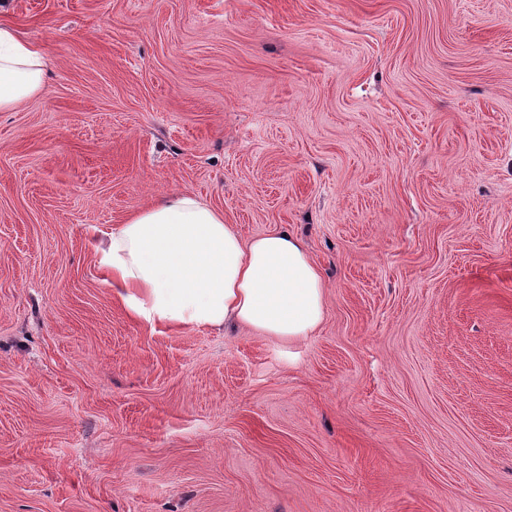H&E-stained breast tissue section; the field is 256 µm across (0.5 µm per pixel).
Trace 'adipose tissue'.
<instances>
[{"label":"adipose tissue","mask_w":512,"mask_h":512,"mask_svg":"<svg viewBox=\"0 0 512 512\" xmlns=\"http://www.w3.org/2000/svg\"><path fill=\"white\" fill-rule=\"evenodd\" d=\"M48 68L41 45L0 23V112L42 95ZM90 242L113 293L149 326L245 328L297 344L324 322L326 283L301 239L282 229L242 238L193 195L161 198Z\"/></svg>","instance_id":"1"}]
</instances>
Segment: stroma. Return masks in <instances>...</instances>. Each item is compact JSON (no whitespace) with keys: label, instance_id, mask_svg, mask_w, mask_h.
Returning a JSON list of instances; mask_svg holds the SVG:
<instances>
[{"label":"stroma","instance_id":"35a3bbf8","mask_svg":"<svg viewBox=\"0 0 512 512\" xmlns=\"http://www.w3.org/2000/svg\"><path fill=\"white\" fill-rule=\"evenodd\" d=\"M0 512H512V0H0ZM202 198L321 328L149 327L88 230ZM49 61L38 43L19 36L13 26L0 23V112H11L42 95Z\"/></svg>","mask_w":512,"mask_h":512}]
</instances>
